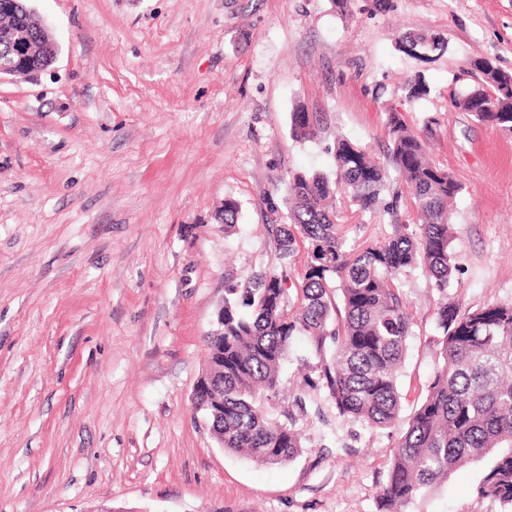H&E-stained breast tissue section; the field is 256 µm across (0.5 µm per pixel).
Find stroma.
I'll list each match as a JSON object with an SVG mask.
<instances>
[{"instance_id":"obj_1","label":"stroma","mask_w":512,"mask_h":512,"mask_svg":"<svg viewBox=\"0 0 512 512\" xmlns=\"http://www.w3.org/2000/svg\"><path fill=\"white\" fill-rule=\"evenodd\" d=\"M59 53L0 80V512H377L394 437L339 418L319 358L290 348L272 413L306 399L291 462L211 439L190 397L225 282L278 266L276 181L332 172L337 137L377 157L399 107L462 185L446 290L403 276L414 318L400 377L412 413L440 361L442 304L512 302V135L452 109L469 60L512 71V0H33ZM401 32L444 37L430 62ZM422 75L430 92L406 101ZM322 118L290 135L296 105ZM240 219L225 229V200ZM469 464L407 512H512Z\"/></svg>"}]
</instances>
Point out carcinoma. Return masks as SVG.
I'll list each match as a JSON object with an SVG mask.
<instances>
[{
    "mask_svg": "<svg viewBox=\"0 0 512 512\" xmlns=\"http://www.w3.org/2000/svg\"><path fill=\"white\" fill-rule=\"evenodd\" d=\"M398 50L429 59L447 45L434 34L398 38ZM428 94L425 79L408 81L406 101ZM448 102L482 123L512 134V71L480 57L448 84ZM320 115L291 112L290 133L300 142L318 135ZM390 142L384 160L359 143L336 140L334 174L294 171L280 181L287 224H270L281 268L229 280L224 288V335L213 336L206 374L224 408L205 417L224 450L261 465L295 459L301 434L288 412L274 416L264 402L278 394L292 340L310 339L325 354L320 381L340 417L396 431L393 459L377 491L378 512H406L426 489L459 468L487 462L481 493L512 502V303L473 311L443 305L433 347L442 360L424 401L401 417L400 375L413 335V317L400 276L421 267L439 291L456 270L450 205L462 186L434 163L400 111L388 110ZM406 185L386 200L392 175ZM361 213L390 216L391 232L348 250L338 232L336 201ZM240 207L224 201L221 223H238ZM306 260L296 275L288 261L299 248Z\"/></svg>",
    "mask_w": 512,
    "mask_h": 512,
    "instance_id": "cac0c4a2",
    "label": "carcinoma"
}]
</instances>
